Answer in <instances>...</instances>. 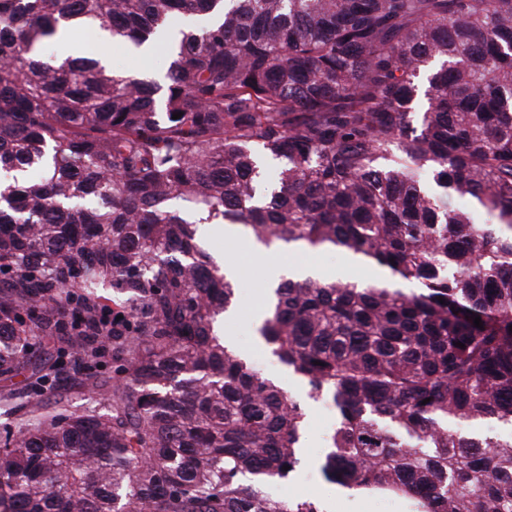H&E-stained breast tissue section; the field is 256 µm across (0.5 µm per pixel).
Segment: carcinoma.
Wrapping results in <instances>:
<instances>
[{"label": "carcinoma", "instance_id": "carcinoma-1", "mask_svg": "<svg viewBox=\"0 0 512 512\" xmlns=\"http://www.w3.org/2000/svg\"><path fill=\"white\" fill-rule=\"evenodd\" d=\"M70 27L164 81L46 51ZM202 224L383 274L259 328L336 405L327 481L512 512V437L467 428L512 426V0H0V512H321L265 493L306 412L217 333ZM97 51L108 57L114 71L144 69L152 72L155 76L165 73V71L158 70L162 67L159 58L133 55L124 47L113 46L111 41L97 44Z\"/></svg>", "mask_w": 512, "mask_h": 512}]
</instances>
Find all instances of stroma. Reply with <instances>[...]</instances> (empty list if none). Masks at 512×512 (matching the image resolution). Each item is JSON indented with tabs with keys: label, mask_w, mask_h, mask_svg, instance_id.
I'll list each match as a JSON object with an SVG mask.
<instances>
[{
	"label": "stroma",
	"mask_w": 512,
	"mask_h": 512,
	"mask_svg": "<svg viewBox=\"0 0 512 512\" xmlns=\"http://www.w3.org/2000/svg\"><path fill=\"white\" fill-rule=\"evenodd\" d=\"M205 237L209 252L219 257L230 255L238 267L235 311L221 326L225 339L239 353L245 354L252 365L262 366L266 377L302 401L307 411L303 462L290 480L278 483L274 494L279 498L303 496L325 501L335 490L324 481L319 466L328 450L337 417L325 409L323 399L308 398L305 384L272 355L257 335L255 317L265 307L269 265L288 263L308 267L316 270L320 277L343 283L369 280L373 272L365 266L351 265L348 256L337 250L305 252L283 243L266 249L243 243L230 251L226 248L223 233L210 225L205 228Z\"/></svg>",
	"instance_id": "stroma-1"
}]
</instances>
